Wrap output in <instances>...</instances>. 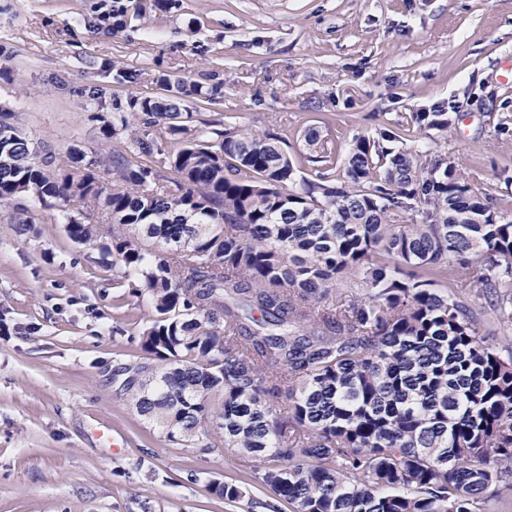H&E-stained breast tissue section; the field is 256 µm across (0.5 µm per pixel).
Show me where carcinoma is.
<instances>
[{"label":"carcinoma","instance_id":"carcinoma-1","mask_svg":"<svg viewBox=\"0 0 512 512\" xmlns=\"http://www.w3.org/2000/svg\"><path fill=\"white\" fill-rule=\"evenodd\" d=\"M160 82L101 126L133 155L75 149L70 170L0 108V205L57 202L70 240L150 299L117 393L164 441L252 464L292 512H512V220L450 159L393 150L389 129L356 138L341 178L307 129L309 178L273 132L192 124L181 104H214L222 85ZM454 264L473 280L450 293ZM354 278L361 297L315 314Z\"/></svg>","mask_w":512,"mask_h":512}]
</instances>
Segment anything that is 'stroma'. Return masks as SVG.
Returning <instances> with one entry per match:
<instances>
[{"label":"stroma","instance_id":"obj_1","mask_svg":"<svg viewBox=\"0 0 512 512\" xmlns=\"http://www.w3.org/2000/svg\"><path fill=\"white\" fill-rule=\"evenodd\" d=\"M0 0V104L53 164L103 141L101 117L165 73L222 84L194 120L283 136L319 130L344 161L356 137L401 125L394 148L447 156L512 218V0ZM142 76L127 86L114 67ZM448 112L439 131L416 112ZM52 207L0 208V512H268L272 491L233 457L165 442L117 396L152 307L73 244ZM244 485L252 510L208 490Z\"/></svg>","mask_w":512,"mask_h":512}]
</instances>
